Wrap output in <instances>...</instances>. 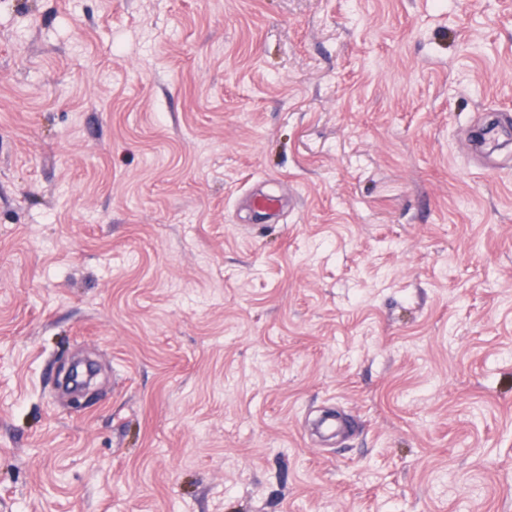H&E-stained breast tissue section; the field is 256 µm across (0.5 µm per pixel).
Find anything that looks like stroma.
I'll list each match as a JSON object with an SVG mask.
<instances>
[{
  "label": "stroma",
  "mask_w": 512,
  "mask_h": 512,
  "mask_svg": "<svg viewBox=\"0 0 512 512\" xmlns=\"http://www.w3.org/2000/svg\"><path fill=\"white\" fill-rule=\"evenodd\" d=\"M490 109L512 0H0V512H512Z\"/></svg>",
  "instance_id": "obj_1"
}]
</instances>
